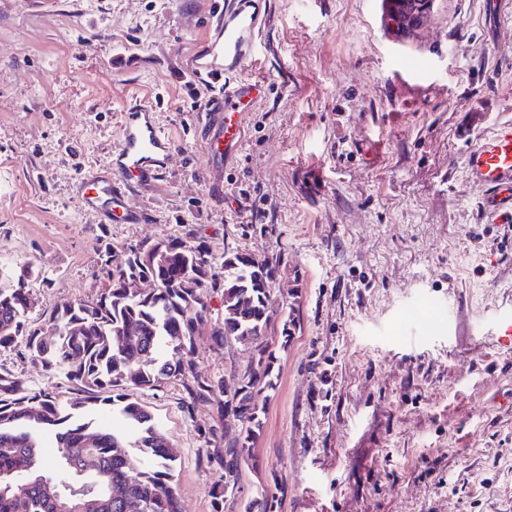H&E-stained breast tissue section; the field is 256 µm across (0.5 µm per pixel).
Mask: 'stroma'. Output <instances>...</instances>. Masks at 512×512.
Here are the masks:
<instances>
[{"label": "stroma", "instance_id": "35a3bbf8", "mask_svg": "<svg viewBox=\"0 0 512 512\" xmlns=\"http://www.w3.org/2000/svg\"><path fill=\"white\" fill-rule=\"evenodd\" d=\"M436 0L411 42L381 0H267L243 77L266 92L240 146L213 163L210 91L190 75L212 0H0V270L29 266L31 323L102 286L99 253L205 239L275 269V388L233 512L284 485L277 512H512V231L488 221L464 159L512 121V4ZM149 100L174 147L130 192L137 224L82 205L105 175L129 103ZM444 303L408 326V308ZM297 326L281 337V311ZM196 372L233 384L252 345L195 337ZM0 371L67 401V382L16 352ZM180 383L137 390L176 455L183 512H212L198 463L215 404L184 412Z\"/></svg>", "mask_w": 512, "mask_h": 512}]
</instances>
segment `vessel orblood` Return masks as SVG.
<instances>
[{
    "label": "vessel or blood",
    "instance_id": "b4317fda",
    "mask_svg": "<svg viewBox=\"0 0 512 512\" xmlns=\"http://www.w3.org/2000/svg\"><path fill=\"white\" fill-rule=\"evenodd\" d=\"M263 2L225 0L214 37L205 53L191 65L199 83L223 85L207 104L206 123L214 129L207 154L213 161L230 157L238 149L242 126L236 117L262 93L261 82L241 78L240 73L251 61L265 23ZM154 112L153 105L140 102L125 110L119 126L121 146L113 155L112 174L93 181L83 198L86 209L98 212L107 207L119 212L124 223L139 221V214L126 207L113 182L118 179L134 187L154 179L163 170L173 143L160 131ZM465 167L469 179L486 191L484 213L493 223H512V121L496 126L483 137L469 151Z\"/></svg>",
    "mask_w": 512,
    "mask_h": 512
}]
</instances>
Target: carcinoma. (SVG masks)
<instances>
[{"mask_svg": "<svg viewBox=\"0 0 512 512\" xmlns=\"http://www.w3.org/2000/svg\"><path fill=\"white\" fill-rule=\"evenodd\" d=\"M103 286L95 298L63 303L40 326L29 323L28 278L20 270L0 282V352L14 351L41 363L70 384L66 404L44 388H29L0 373V512H60L71 487L77 512H180L171 484L174 450L150 412L130 390H159L182 382V408L214 402L240 424L226 439L210 427L201 432L200 460L219 473L210 488L213 512H224V491L236 484L252 456L260 427L256 397L274 388V342L266 336L272 268L245 253H226L216 272L207 242L178 239L142 242L120 253L100 251ZM143 279L154 287L137 288ZM223 288L224 316L212 336L218 347L234 339L255 344L258 358L240 382L194 371V339L212 317L207 296ZM107 397L102 399L100 394ZM105 401L129 433L119 434L91 416ZM43 433L56 441L44 456ZM283 489H262L246 512H275Z\"/></svg>", "mask_w": 512, "mask_h": 512, "instance_id": "1", "label": "carcinoma"}]
</instances>
